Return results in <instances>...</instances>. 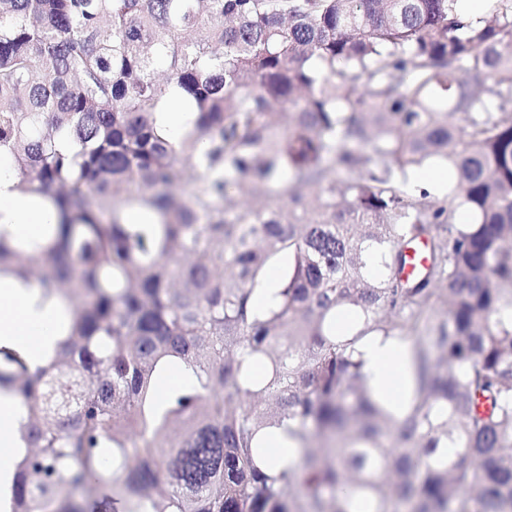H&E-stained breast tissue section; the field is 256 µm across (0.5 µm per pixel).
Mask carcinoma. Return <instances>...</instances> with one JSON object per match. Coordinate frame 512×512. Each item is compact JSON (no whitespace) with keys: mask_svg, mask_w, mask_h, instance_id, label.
<instances>
[{"mask_svg":"<svg viewBox=\"0 0 512 512\" xmlns=\"http://www.w3.org/2000/svg\"><path fill=\"white\" fill-rule=\"evenodd\" d=\"M484 2L0 0V162L55 216L0 228V274L70 311L46 364L0 347L7 512H512V0ZM421 326L397 421L355 344ZM192 107L189 102L180 97H174L161 115V121L169 136L177 140L189 126L192 119ZM429 251L424 242H417L406 249V263L403 275L412 277L419 273L428 263ZM18 412V408L8 397H0V488L9 487L13 477V434Z\"/></svg>","mask_w":512,"mask_h":512,"instance_id":"1","label":"carcinoma"}]
</instances>
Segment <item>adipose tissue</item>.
Returning <instances> with one entry per match:
<instances>
[{
	"label": "adipose tissue",
	"mask_w": 512,
	"mask_h": 512,
	"mask_svg": "<svg viewBox=\"0 0 512 512\" xmlns=\"http://www.w3.org/2000/svg\"><path fill=\"white\" fill-rule=\"evenodd\" d=\"M52 219L42 199L17 189L12 171L0 166V224L22 239L39 237ZM65 313L41 303L34 287L0 277V344L25 352L31 365L44 364L61 340ZM363 367L371 385L395 419L410 409L407 389L411 380L407 344L399 338L366 336L358 344ZM18 409L0 398V488L9 487L13 477V434Z\"/></svg>",
	"instance_id": "adipose-tissue-1"
}]
</instances>
